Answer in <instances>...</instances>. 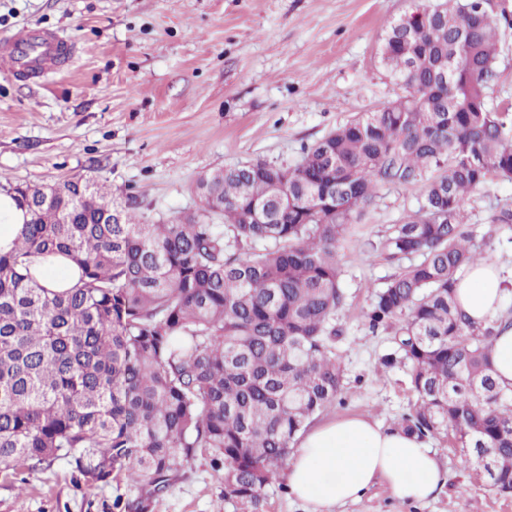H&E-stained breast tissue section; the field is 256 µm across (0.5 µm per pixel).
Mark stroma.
Instances as JSON below:
<instances>
[{
    "mask_svg": "<svg viewBox=\"0 0 512 512\" xmlns=\"http://www.w3.org/2000/svg\"><path fill=\"white\" fill-rule=\"evenodd\" d=\"M497 21L489 104L512 105V0ZM413 0H0V35L36 25L71 38L70 62L44 80L0 74V182L50 185L72 177L133 195L148 219L197 210L198 178L248 162L297 165L305 146L402 89L380 63L382 39ZM426 188L380 187L338 243L346 299L343 402L325 418L367 415L396 426L414 403L406 368L377 372L390 346L365 312L399 261L366 251L418 206ZM512 208V181L471 193L466 222L485 236L491 260L512 267V236H487L494 214ZM445 473L423 503L382 484L335 512H512V494L463 468L451 437L429 439ZM116 483L89 486L66 461L0 470V512H112ZM152 512H242L225 502L209 455L196 457L153 503Z\"/></svg>",
    "mask_w": 512,
    "mask_h": 512,
    "instance_id": "obj_1",
    "label": "stroma"
}]
</instances>
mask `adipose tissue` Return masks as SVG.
Returning a JSON list of instances; mask_svg holds the SVG:
<instances>
[{
    "label": "adipose tissue",
    "instance_id": "obj_1",
    "mask_svg": "<svg viewBox=\"0 0 512 512\" xmlns=\"http://www.w3.org/2000/svg\"><path fill=\"white\" fill-rule=\"evenodd\" d=\"M31 275L60 290L79 279L64 256L37 259ZM505 296L500 268L485 261L469 268L456 285L459 307L476 322L502 316ZM288 488L313 512L359 500L376 482H384L400 500L421 503L444 483L434 452L423 440L396 427H384L363 415L330 420L308 432L288 460Z\"/></svg>",
    "mask_w": 512,
    "mask_h": 512
}]
</instances>
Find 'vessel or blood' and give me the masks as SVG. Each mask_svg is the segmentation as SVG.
<instances>
[{"label":"vessel or blood","mask_w":512,"mask_h":512,"mask_svg":"<svg viewBox=\"0 0 512 512\" xmlns=\"http://www.w3.org/2000/svg\"><path fill=\"white\" fill-rule=\"evenodd\" d=\"M75 53L74 42L55 32L20 27L0 41V72L41 79L55 72L61 60Z\"/></svg>","instance_id":"1"}]
</instances>
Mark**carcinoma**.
<instances>
[{
	"label": "carcinoma",
	"mask_w": 512,
	"mask_h": 512,
	"mask_svg": "<svg viewBox=\"0 0 512 512\" xmlns=\"http://www.w3.org/2000/svg\"><path fill=\"white\" fill-rule=\"evenodd\" d=\"M495 0H438L417 34L386 33L381 63L403 95L305 148L201 177L198 212L136 219V197L99 182L6 184L29 219L0 254V468L58 458L90 485L122 479L113 512H150L206 453L224 500L263 512L265 489L310 421L342 401L337 244L385 184L437 172L417 210L378 244L409 264L371 297L380 357L404 365L416 400L398 426L448 430L463 466L512 493V389L489 349L512 314L476 325L457 306L464 271L486 258L464 220L468 195L512 181V109L485 98L496 56ZM120 221L112 223V211ZM63 255L77 283L54 291L25 273Z\"/></svg>",
	"instance_id": "obj_1"
}]
</instances>
